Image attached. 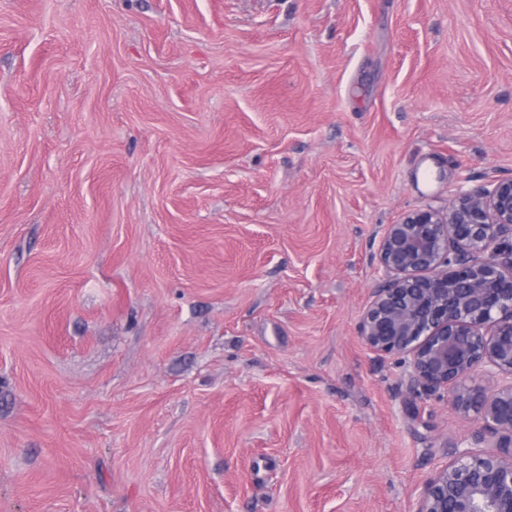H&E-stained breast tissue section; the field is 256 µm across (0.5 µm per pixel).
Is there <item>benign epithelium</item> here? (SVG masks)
Masks as SVG:
<instances>
[{"mask_svg":"<svg viewBox=\"0 0 512 512\" xmlns=\"http://www.w3.org/2000/svg\"><path fill=\"white\" fill-rule=\"evenodd\" d=\"M384 283L357 333L407 364L413 389L443 392L494 449L466 452L426 484L418 512H512V178L407 211L377 247ZM483 371L489 386L472 383Z\"/></svg>","mask_w":512,"mask_h":512,"instance_id":"1","label":"benign epithelium"}]
</instances>
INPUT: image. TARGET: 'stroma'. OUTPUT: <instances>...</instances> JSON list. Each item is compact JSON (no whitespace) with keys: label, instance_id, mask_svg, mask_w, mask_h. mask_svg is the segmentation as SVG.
<instances>
[{"label":"stroma","instance_id":"stroma-1","mask_svg":"<svg viewBox=\"0 0 512 512\" xmlns=\"http://www.w3.org/2000/svg\"><path fill=\"white\" fill-rule=\"evenodd\" d=\"M510 177L512 0H0V512H417L378 240Z\"/></svg>","mask_w":512,"mask_h":512}]
</instances>
